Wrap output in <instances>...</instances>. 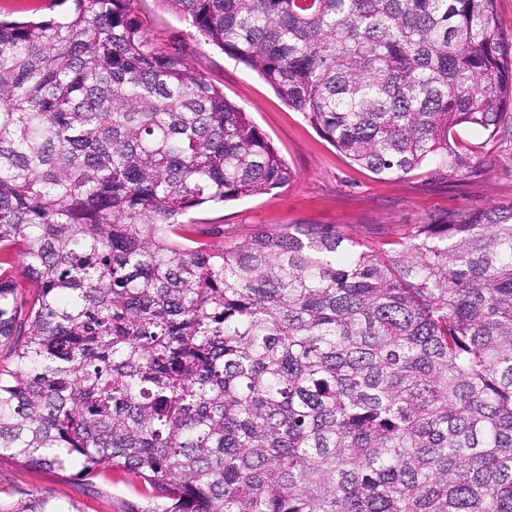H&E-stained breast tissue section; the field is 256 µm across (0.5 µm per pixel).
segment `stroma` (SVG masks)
Segmentation results:
<instances>
[{
    "instance_id": "1",
    "label": "stroma",
    "mask_w": 512,
    "mask_h": 512,
    "mask_svg": "<svg viewBox=\"0 0 512 512\" xmlns=\"http://www.w3.org/2000/svg\"><path fill=\"white\" fill-rule=\"evenodd\" d=\"M144 29L155 47L185 61L248 113L295 173L288 186L218 206L189 210L212 245L233 246L260 229L289 224H324L379 248L402 240L414 225L430 224L448 212L512 206V136L458 128L459 149L474 169L449 180L431 178L427 168L384 180L342 155L289 107L262 78L213 46L190 35L186 22L161 0H137ZM34 494L74 503L79 512H128L151 507L141 483L105 467L92 482L62 480L56 471L0 463V506Z\"/></svg>"
}]
</instances>
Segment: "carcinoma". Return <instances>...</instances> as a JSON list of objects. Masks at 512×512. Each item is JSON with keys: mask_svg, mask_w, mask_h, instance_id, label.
<instances>
[{"mask_svg": "<svg viewBox=\"0 0 512 512\" xmlns=\"http://www.w3.org/2000/svg\"><path fill=\"white\" fill-rule=\"evenodd\" d=\"M134 2L0 21V461L147 512H512V207L212 246L187 211L294 171ZM162 2L383 178L512 110L496 0Z\"/></svg>", "mask_w": 512, "mask_h": 512, "instance_id": "carcinoma-1", "label": "carcinoma"}]
</instances>
